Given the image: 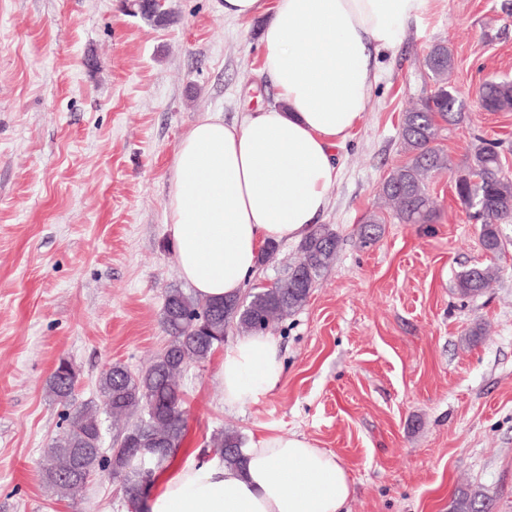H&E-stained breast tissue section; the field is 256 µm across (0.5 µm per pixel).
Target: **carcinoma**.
Instances as JSON below:
<instances>
[{
  "mask_svg": "<svg viewBox=\"0 0 512 512\" xmlns=\"http://www.w3.org/2000/svg\"><path fill=\"white\" fill-rule=\"evenodd\" d=\"M143 18L157 24L172 22V15L160 0L141 5ZM435 88L418 106L403 112L398 138L406 156L379 186V194L392 208V217L404 224H429L436 206L429 192V180L452 170L451 160L439 147L441 131L447 124L464 121L467 105L452 85L454 66L447 46L435 44L423 59ZM482 107L489 112L512 110V83L493 82L478 92ZM455 193L462 207L479 221L480 243L497 255L502 251L501 225L512 220V176L507 174L498 147L482 139L472 143L466 165L455 179ZM383 217L369 215L358 229L366 243L381 233ZM338 236L327 224L313 228L301 241L298 254L288 266V276L272 288H256L246 296L222 301L201 299L180 288L167 292L161 321L169 343L144 371L133 374L121 363H112L102 373L99 391L104 413L119 429L112 445L103 450L102 422L97 406L82 404L66 414L67 429L45 450L47 483L54 493L75 497L100 472L107 471L122 482L127 504L136 512L144 509L142 483L153 484L181 448L187 435L183 379L187 370L204 363L224 344L225 333L233 327L239 333H263L275 323L293 315L307 302L313 285L333 263ZM494 264L474 265L461 272L455 290L462 298L480 295L498 276ZM76 374L61 366L51 372L49 392L69 404L74 397ZM149 440L161 449L160 459L148 464L144 473L138 460H126L133 449ZM211 448L224 465L243 464V440L234 431L213 434ZM494 500L461 486L448 505V512H491Z\"/></svg>",
  "mask_w": 512,
  "mask_h": 512,
  "instance_id": "1",
  "label": "carcinoma"
}]
</instances>
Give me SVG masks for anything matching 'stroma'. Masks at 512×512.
<instances>
[{
    "instance_id": "1",
    "label": "stroma",
    "mask_w": 512,
    "mask_h": 512,
    "mask_svg": "<svg viewBox=\"0 0 512 512\" xmlns=\"http://www.w3.org/2000/svg\"><path fill=\"white\" fill-rule=\"evenodd\" d=\"M162 2L167 25L128 0H0V512H127L104 473L75 501L46 490L44 450L66 428L46 380L67 359L76 402H96L110 364L137 372L163 350L164 297L186 285L166 224L178 145L200 119L234 123L277 102L261 21L225 18L223 0ZM440 42L468 104L440 147L457 168L480 137L512 170V111L475 103L484 83L512 82V0H427L380 52L370 108L336 151L317 221L337 233V254L271 331L279 387L226 408L223 349L184 378L186 446L222 428L246 441L304 435L348 466L349 512H448L462 485L512 512V223L497 281L473 299L456 277L489 259L453 171L430 183L433 223L387 219L368 247L357 235L404 160L397 129L431 89L422 58Z\"/></svg>"
}]
</instances>
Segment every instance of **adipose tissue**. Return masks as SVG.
I'll return each instance as SVG.
<instances>
[{
	"instance_id": "obj_1",
	"label": "adipose tissue",
	"mask_w": 512,
	"mask_h": 512,
	"mask_svg": "<svg viewBox=\"0 0 512 512\" xmlns=\"http://www.w3.org/2000/svg\"><path fill=\"white\" fill-rule=\"evenodd\" d=\"M427 0H224V15L263 19L262 68L278 104L237 123L199 120L181 139L167 222L197 295H240L268 242L309 235L338 177L333 151L363 119L377 54ZM284 374L276 340L244 335L224 351V405L245 408ZM156 479L149 512H348L344 462L306 437L264 433L243 468L186 448Z\"/></svg>"
}]
</instances>
